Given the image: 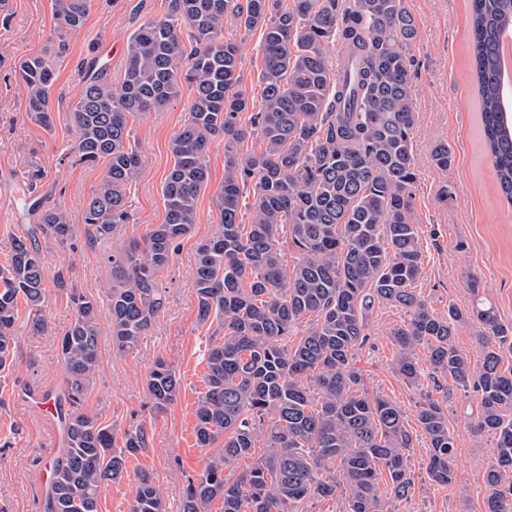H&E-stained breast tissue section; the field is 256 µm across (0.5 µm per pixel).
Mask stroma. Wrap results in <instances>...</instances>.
<instances>
[{
	"label": "stroma",
	"mask_w": 512,
	"mask_h": 512,
	"mask_svg": "<svg viewBox=\"0 0 512 512\" xmlns=\"http://www.w3.org/2000/svg\"><path fill=\"white\" fill-rule=\"evenodd\" d=\"M168 0H91L82 28L68 35L69 51L58 66L53 89L52 128H44L26 112L27 90L16 72L23 57L41 53L54 35L53 0H8L9 19L0 22V174L18 180L16 189L0 187V264L12 252L16 237L25 235L30 221L20 200L35 190L49 205L60 207L80 222L85 201L98 185L101 171L72 163L67 153L75 139L69 113L87 76L89 46H96L110 69L113 85H120L127 40L146 18L163 14ZM468 0H409L418 36L409 49L414 86L416 123L413 134L416 181L414 208L421 229L424 269L416 288L438 314L449 304L468 308L471 277L481 281L480 294L492 303L500 320L512 325V206L498 194L495 174L481 150V129L473 97ZM224 34L240 46L241 87L250 111H258L261 88L262 33L244 32L235 21L224 22ZM193 97L182 86L178 98L162 109L129 118L131 140L142 166L131 188L133 221L118 225L109 238L87 246L77 236L73 247L44 254L47 327L34 335L20 330L16 367L7 379L5 404L0 407V512H45L46 467L60 445L61 434L46 405L26 396L24 388L42 392L62 385L64 370L59 340L72 320L67 297L55 288L59 267H67L74 288L98 301L101 338L100 365L86 400V410L117 430L145 422L150 436L147 451L128 463V474L102 491L99 512H130L138 472L152 474L166 512H182L189 478L204 468L212 451L199 447L194 434L198 398L205 390L206 356L211 331L198 321L193 290L194 253L198 242L210 237L218 223L217 197L224 184V141L214 139L207 151L209 180L197 203L196 223L189 238L159 271L157 285L165 294L164 310L156 317L137 350L117 354L105 331L110 311L104 290L109 282L107 258L154 224L163 223L162 184L172 165L171 138L182 127ZM448 143L450 168L430 161V151ZM42 177L29 183L28 173ZM453 197L442 200L443 187ZM406 314L400 308L374 304L367 322L368 340L356 349L353 365L369 392L394 401L415 424L416 410L425 398L438 400L456 439L457 486L442 488L426 472L429 454L425 439L409 452L414 489L395 512H484L483 475L493 462L491 436L476 434L472 422L478 412L474 394L437 372L426 355H419L420 376L406 382L396 371L392 331ZM170 363L182 379L177 401L160 414H150L146 379L156 360Z\"/></svg>",
	"instance_id": "1"
}]
</instances>
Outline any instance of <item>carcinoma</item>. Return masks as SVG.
Returning <instances> with one entry per match:
<instances>
[{
	"label": "carcinoma",
	"mask_w": 512,
	"mask_h": 512,
	"mask_svg": "<svg viewBox=\"0 0 512 512\" xmlns=\"http://www.w3.org/2000/svg\"><path fill=\"white\" fill-rule=\"evenodd\" d=\"M90 0H53L54 60L37 53L19 64L27 87L26 111L52 126L57 63L68 53L67 34L81 28ZM262 30L259 74L263 104L241 123L249 97L239 89L238 46L224 39V19ZM472 64L476 76L484 154L500 195L512 205V89L504 85L500 36L512 30V0H470ZM188 32L191 49L182 33ZM418 26L408 0H169L129 36L120 86L93 57L70 112L76 161L102 169L81 221L89 239L112 235L130 221L131 187L140 159L128 117L155 112L192 86L187 119L169 144L173 164L162 185L165 219L108 258L106 296L113 348L133 350L165 305L157 274L196 221L207 184V149L224 138V186L217 198L220 224L197 244L194 290L198 321L217 323L206 358L205 391L195 412L199 446L218 449L188 481L183 512H206L216 498L222 512H298L309 497L336 499L343 512H390L414 486L408 464L413 437L399 407L369 396L352 366L366 340L367 313L379 302L399 306L408 319L393 331L395 367L418 379L417 350L433 368L472 390L480 412L477 433L496 439V459L484 474V512H512V327L492 306L448 315L431 310L414 285L423 274L419 226L410 188L416 176L411 58ZM343 51L346 74L335 75L325 45ZM260 136L257 153L242 152ZM432 162L452 165L448 144ZM254 182L253 218L239 220L240 198ZM38 224L18 239L0 265V373L13 367L20 309L30 330L44 327L45 267L42 242L65 248L79 231L62 209L24 201ZM298 252L284 263L282 247ZM74 312L60 341L65 378L53 402L62 448L49 464L46 512H99L102 488L128 474V458L149 447L146 422L124 430L83 411L99 366L101 330L93 300L54 275ZM305 317L310 324L292 345L288 335ZM482 327L477 361L455 343L456 328ZM150 409L177 400L181 379L163 361L147 375ZM266 451L255 455L264 418ZM419 432L430 443L429 478L454 486L455 437L439 401L417 411ZM248 457L251 466L229 481L224 469ZM337 464L338 481L328 469ZM130 512H164L160 488L137 474Z\"/></svg>",
	"instance_id": "cac0c4a2"
}]
</instances>
